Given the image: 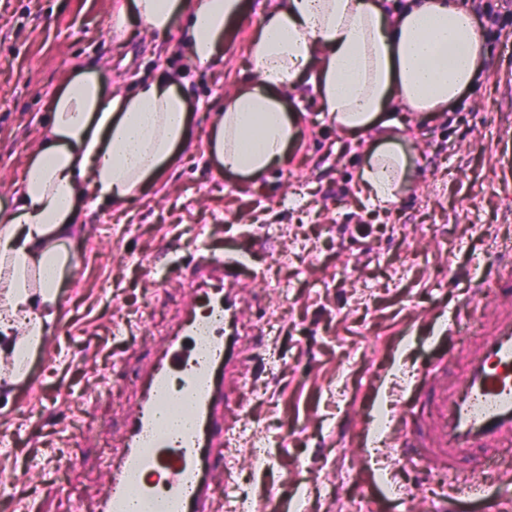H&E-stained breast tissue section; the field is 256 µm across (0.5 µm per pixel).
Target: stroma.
Returning a JSON list of instances; mask_svg holds the SVG:
<instances>
[{
    "mask_svg": "<svg viewBox=\"0 0 512 512\" xmlns=\"http://www.w3.org/2000/svg\"><path fill=\"white\" fill-rule=\"evenodd\" d=\"M123 2L0 0V213L74 70L111 71L130 92L175 76L191 127L145 193L86 211L85 235L64 243L77 263L60 286L59 318L0 409V512H102L104 466L178 319L192 262L225 250L246 252L253 275L238 289L244 338L232 385L266 386L215 479L243 512H437L441 490L468 506L474 480L498 512H512V455L471 479L362 444L372 418L400 408L469 283L512 239V186L494 161L512 114V39L488 37V64L450 127L393 112L413 167L382 212L361 201L357 180L378 131L342 136L318 117L311 83L290 93L299 134L288 164L250 182L210 154L213 114L248 87L250 42L276 0H247L223 63L206 70L177 63L182 21L164 35L113 32Z\"/></svg>",
    "mask_w": 512,
    "mask_h": 512,
    "instance_id": "stroma-1",
    "label": "stroma"
}]
</instances>
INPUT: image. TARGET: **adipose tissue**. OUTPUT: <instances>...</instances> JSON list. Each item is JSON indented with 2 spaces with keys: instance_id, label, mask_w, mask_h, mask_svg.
<instances>
[{
  "instance_id": "adipose-tissue-1",
  "label": "adipose tissue",
  "mask_w": 512,
  "mask_h": 512,
  "mask_svg": "<svg viewBox=\"0 0 512 512\" xmlns=\"http://www.w3.org/2000/svg\"><path fill=\"white\" fill-rule=\"evenodd\" d=\"M242 0H133L117 27L166 33L184 17L180 44L194 63L224 57ZM487 64L472 16L449 0H410L389 15L382 0H280L250 46V86L230 94L210 131L226 172L258 181L285 164L298 137L288 93L310 78L338 131L366 132L392 104L443 112L472 89ZM13 204L0 215V398L27 372L59 308L73 266L63 243L83 233L79 202L121 208L172 165L190 135L188 101L170 76L124 93L96 69L76 72L53 97ZM399 137L379 141L357 174L366 203L396 204L410 185Z\"/></svg>"
}]
</instances>
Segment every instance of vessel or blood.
Segmentation results:
<instances>
[{
    "label": "vessel or blood",
    "instance_id": "obj_1",
    "mask_svg": "<svg viewBox=\"0 0 512 512\" xmlns=\"http://www.w3.org/2000/svg\"><path fill=\"white\" fill-rule=\"evenodd\" d=\"M496 164L512 176V121L503 125ZM176 329L156 350L141 399L126 425L124 449L106 472L103 512H128L131 498L149 512H210L214 477L233 424L228 379L240 359L237 288L246 274L239 253L200 256ZM512 285V253L472 295ZM475 312L460 306L440 333L437 362L453 355L462 325ZM433 442L424 455L438 466L468 462L482 468L491 451L512 446V309L497 313L460 378L434 398ZM182 406L190 429L171 438L158 420L161 406Z\"/></svg>",
    "mask_w": 512,
    "mask_h": 512
}]
</instances>
